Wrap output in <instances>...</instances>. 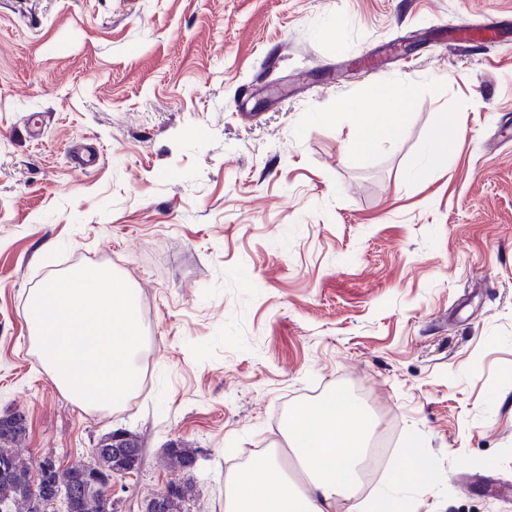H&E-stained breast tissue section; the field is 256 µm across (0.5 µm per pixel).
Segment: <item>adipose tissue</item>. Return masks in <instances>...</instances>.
<instances>
[{"mask_svg":"<svg viewBox=\"0 0 512 512\" xmlns=\"http://www.w3.org/2000/svg\"><path fill=\"white\" fill-rule=\"evenodd\" d=\"M411 92L384 85L370 96L341 99L336 111L356 121L353 151L368 154L397 141L408 118ZM372 427L364 408L340 389L288 413V447L304 480L288 475L278 454L258 457L240 470L227 491L225 512H334L359 480L365 438Z\"/></svg>","mask_w":512,"mask_h":512,"instance_id":"1","label":"adipose tissue"}]
</instances>
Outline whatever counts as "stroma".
<instances>
[{
    "mask_svg": "<svg viewBox=\"0 0 512 512\" xmlns=\"http://www.w3.org/2000/svg\"><path fill=\"white\" fill-rule=\"evenodd\" d=\"M508 19L512 0H0V413H25V454L132 432L117 496L141 512L179 441L190 512H224L232 449L285 447L289 409L341 387L393 443L377 485L413 448L442 476L407 485L416 512H512ZM392 83L414 91L402 137L350 153L337 100ZM87 263L136 288L146 336L112 410L55 386L24 316Z\"/></svg>",
    "mask_w": 512,
    "mask_h": 512,
    "instance_id": "35a3bbf8",
    "label": "stroma"
}]
</instances>
